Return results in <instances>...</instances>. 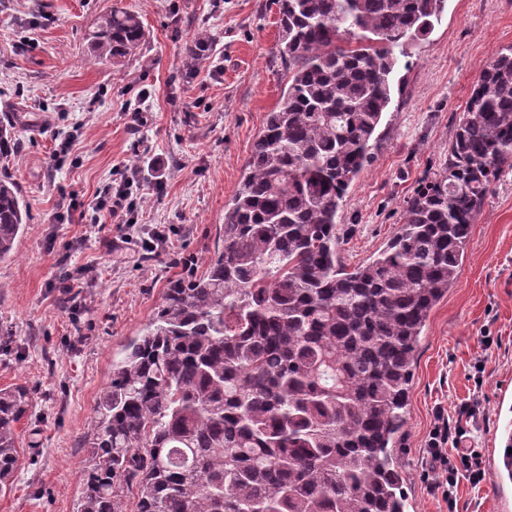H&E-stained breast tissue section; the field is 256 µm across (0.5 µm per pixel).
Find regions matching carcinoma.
I'll list each match as a JSON object with an SVG mask.
<instances>
[{
    "label": "carcinoma",
    "instance_id": "obj_1",
    "mask_svg": "<svg viewBox=\"0 0 512 512\" xmlns=\"http://www.w3.org/2000/svg\"><path fill=\"white\" fill-rule=\"evenodd\" d=\"M447 0H277L287 90L267 114L224 207L222 248L199 276L169 283L112 363L86 437L76 512H406L393 448L415 354L457 278L472 224L512 169V47L483 67L448 162L404 204L377 255L340 259V203L372 161L401 91V50ZM146 41L116 7L87 59L119 66ZM17 148L0 123V157ZM29 221L0 177V261ZM23 385L0 389V485L18 460ZM498 478L512 480V432Z\"/></svg>",
    "mask_w": 512,
    "mask_h": 512
}]
</instances>
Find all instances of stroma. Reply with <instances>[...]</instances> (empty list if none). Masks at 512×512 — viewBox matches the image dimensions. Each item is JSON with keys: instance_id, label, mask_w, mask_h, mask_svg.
<instances>
[{"instance_id": "1", "label": "stroma", "mask_w": 512, "mask_h": 512, "mask_svg": "<svg viewBox=\"0 0 512 512\" xmlns=\"http://www.w3.org/2000/svg\"><path fill=\"white\" fill-rule=\"evenodd\" d=\"M115 7L138 14L146 43L122 67L89 63L87 34ZM201 31L209 49L188 64L184 46ZM277 43L273 0H0V103L14 105L20 141L0 163L30 210L14 254L0 261V388L23 385L32 397L0 512H73L82 443L113 360L150 321L169 282L202 272L222 244L224 206L286 87ZM511 46L512 0H448L433 32L405 47L402 92L340 209L347 266L386 245L404 200L445 161L478 72ZM131 107L147 112V126L133 128ZM65 139L74 147L55 163ZM131 166L141 182L129 250L155 225L172 233L162 254L119 264L110 253L114 226L56 215L71 196L90 200L119 184ZM85 265L99 272L75 310L57 277ZM442 419L463 430L485 464L512 428V170L486 199L457 281L419 343L394 450L407 512H448L427 480L426 448ZM454 494L460 512H512L506 479L475 486L462 478Z\"/></svg>"}]
</instances>
